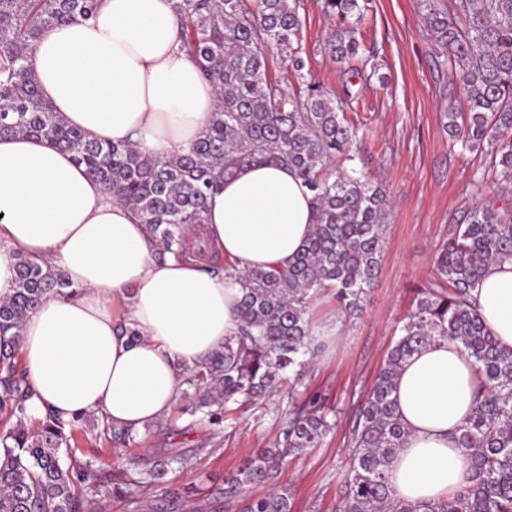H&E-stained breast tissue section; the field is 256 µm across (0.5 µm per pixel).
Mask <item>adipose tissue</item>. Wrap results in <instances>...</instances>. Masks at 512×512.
Returning a JSON list of instances; mask_svg holds the SVG:
<instances>
[{"label": "adipose tissue", "mask_w": 512, "mask_h": 512, "mask_svg": "<svg viewBox=\"0 0 512 512\" xmlns=\"http://www.w3.org/2000/svg\"><path fill=\"white\" fill-rule=\"evenodd\" d=\"M43 99L100 142L169 158L203 135L217 90L181 49L172 0H101L97 18L44 30L32 51ZM316 222L313 195L288 166L246 164L220 179L206 220L184 230L186 256L158 242L71 153L29 136H0V297L19 256L54 264L77 292L46 299L24 321L20 353L36 414H95L136 430L175 406L182 372L240 324L241 287L201 260L238 270L285 268ZM478 312L512 348V260L492 263ZM473 363L436 341L400 366L394 396L405 440L391 461L394 499L415 505L466 493L473 471L456 437L474 412Z\"/></svg>", "instance_id": "obj_1"}]
</instances>
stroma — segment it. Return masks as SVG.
<instances>
[{
    "label": "stroma",
    "mask_w": 512,
    "mask_h": 512,
    "mask_svg": "<svg viewBox=\"0 0 512 512\" xmlns=\"http://www.w3.org/2000/svg\"><path fill=\"white\" fill-rule=\"evenodd\" d=\"M300 3L306 68L329 91L341 92L348 67L326 49L338 21L322 12L320 0ZM424 14L421 0H368L357 25L359 40L375 55L372 66H361L358 96L346 113L366 133L353 165L382 184L391 207L378 279L362 314L347 316L329 292L313 304L326 349L306 369L299 393L324 401L331 428L320 447L287 457L279 470L277 482L290 492L291 512H340L355 411L398 339L417 288L432 276L439 246L470 207L512 209V190L494 186L485 154L453 147L444 130L448 74L438 66L442 49ZM480 177L486 184L479 188ZM288 409V396L280 392L234 411L217 428L175 409L137 443L124 445L85 430L74 452L102 477L95 495L99 512H130L128 502L138 489L129 484L114 494L111 474L120 465L135 474L146 454L190 456V465L169 473L156 493L174 490L192 502L223 487L225 475L253 451L273 447Z\"/></svg>",
    "instance_id": "35a3bbf8"
}]
</instances>
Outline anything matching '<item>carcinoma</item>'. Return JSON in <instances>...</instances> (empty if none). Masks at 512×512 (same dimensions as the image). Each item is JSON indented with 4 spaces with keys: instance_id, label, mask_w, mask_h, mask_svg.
<instances>
[{
    "instance_id": "obj_1",
    "label": "carcinoma",
    "mask_w": 512,
    "mask_h": 512,
    "mask_svg": "<svg viewBox=\"0 0 512 512\" xmlns=\"http://www.w3.org/2000/svg\"><path fill=\"white\" fill-rule=\"evenodd\" d=\"M362 0H322V10L340 25L327 41L330 56L347 63L366 54L354 24ZM424 19L445 49L441 64L465 94L467 111L454 90L444 112L446 128L463 151H486L501 187L512 186V0H423ZM99 0H0V135L46 138L73 153L76 162L112 198L135 210L159 238L160 256L184 251V228L204 223L214 171L226 177L246 163L288 165L314 193L318 221L304 250L289 268L225 267L241 286L237 335L205 361L185 370L180 411L213 425L237 406L280 390L285 372L288 422L276 449L261 448L224 487L191 512H291L288 492L276 478L286 455L321 445L329 430L324 405L297 401L302 369L321 345L315 342L311 306L321 290L335 292L340 308L360 311L376 282L386 230L388 198L363 172L344 167L355 160L359 128L346 119L359 76L351 72L343 93L325 91L303 70L293 43L303 21L299 0H173L181 47L217 88L218 103L208 128L187 152L169 159L145 156L129 145L102 143L69 127L38 93L30 49L41 31L78 17L97 15ZM287 53L286 69L302 81L304 100L269 77L265 50ZM512 259V210L475 206L438 250L435 278L418 289L402 334L358 406L350 436L351 466L343 512H512V349L502 348L484 326L473 292L488 266ZM71 285L51 264L24 256L17 263L12 293L0 299V413L16 423L0 432V512H94L87 490L101 481L91 465L73 454L76 424L46 413L35 425L32 392L18 367L16 346L25 318ZM446 340L461 345L475 364V410L457 438L469 453L471 489L423 508L392 498L386 467L403 446L405 428L393 398L400 365L421 347ZM123 442L139 432L92 419ZM181 453L158 458L133 484L141 497L163 482ZM266 484L258 497L247 487Z\"/></svg>"
}]
</instances>
